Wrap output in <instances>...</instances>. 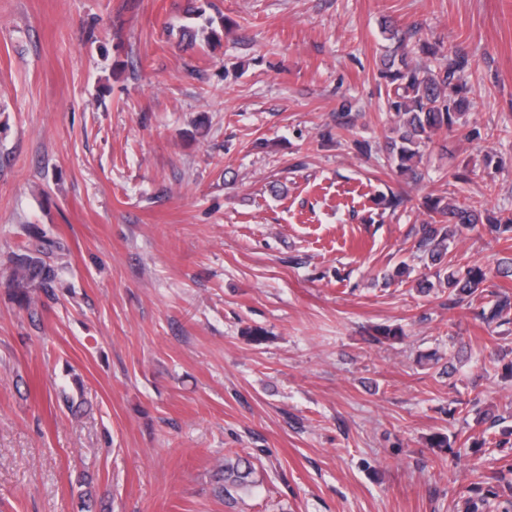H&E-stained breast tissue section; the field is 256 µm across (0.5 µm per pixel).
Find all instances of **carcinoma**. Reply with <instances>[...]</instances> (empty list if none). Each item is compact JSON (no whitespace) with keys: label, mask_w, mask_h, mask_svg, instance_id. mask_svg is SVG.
<instances>
[{"label":"carcinoma","mask_w":512,"mask_h":512,"mask_svg":"<svg viewBox=\"0 0 512 512\" xmlns=\"http://www.w3.org/2000/svg\"><path fill=\"white\" fill-rule=\"evenodd\" d=\"M188 13L201 23L181 25L176 30L179 41L210 44L219 40L214 19L205 17L206 10L192 7ZM387 39L397 42L395 50L380 60L379 79L385 89V106L392 114L395 127L388 142L389 154L400 174L413 180L421 178L419 165L424 150L441 131L453 132L470 107L467 82L463 79L469 59L463 52L451 57L439 55L437 45L423 42L420 52L433 57L441 56L438 71L426 68L412 56L408 42L415 35L412 30L404 34L388 25L384 27ZM429 220L419 225L418 249L426 254L433 267L432 277L415 280L417 292L428 295L436 288H448V308L452 309L474 299L483 301L480 316L487 325L507 324L512 321V296L494 283L498 278L512 279V258L500 259L494 270L479 265H466L448 269V239L462 234L481 223V209L477 205L459 204L450 197L436 198L426 203ZM495 240H512V215L502 217L495 224L486 225ZM61 250L60 242L41 236L37 243L27 245L8 256V285L17 302L29 303L30 289L48 287L57 276L53 257ZM254 469L249 461L237 457L224 461V475L219 492L228 498L233 493L254 486ZM466 512H486L488 496L479 494V488L470 489Z\"/></svg>","instance_id":"obj_1"}]
</instances>
